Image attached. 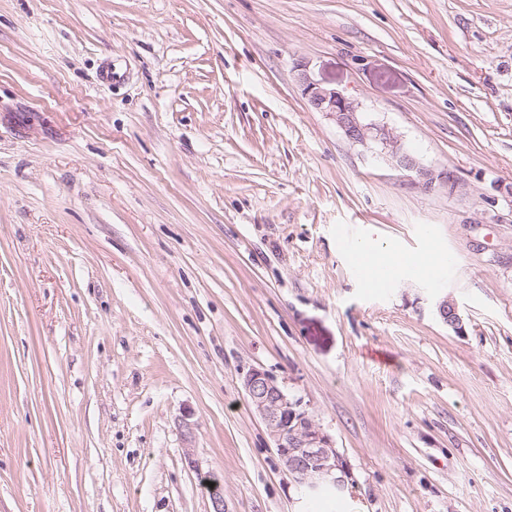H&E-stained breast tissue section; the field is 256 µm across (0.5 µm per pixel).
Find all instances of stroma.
<instances>
[{
	"label": "stroma",
	"instance_id": "obj_1",
	"mask_svg": "<svg viewBox=\"0 0 512 512\" xmlns=\"http://www.w3.org/2000/svg\"><path fill=\"white\" fill-rule=\"evenodd\" d=\"M343 227L456 264L368 288ZM211 474L224 512H512V0H0V512H213ZM296 70L302 94L312 110L330 114L345 137L353 143L367 145L371 142H379L390 147L392 156L400 168L414 171L423 180L425 187H431L434 182L433 173L420 167L408 155L400 153L398 140L392 129L384 125L366 122L361 104L357 99L336 91V89L322 87L312 78L307 65L300 64ZM250 405L265 424L283 466L301 486L330 480L345 485L346 463L332 440L315 427L264 370L251 368L243 377ZM340 472L341 476L336 477Z\"/></svg>",
	"mask_w": 512,
	"mask_h": 512
}]
</instances>
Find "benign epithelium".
Returning <instances> with one entry per match:
<instances>
[{
	"label": "benign epithelium",
	"mask_w": 512,
	"mask_h": 512,
	"mask_svg": "<svg viewBox=\"0 0 512 512\" xmlns=\"http://www.w3.org/2000/svg\"><path fill=\"white\" fill-rule=\"evenodd\" d=\"M297 79L310 108L330 114L347 139L361 145L379 142L391 148L400 168L415 172L425 187H431L433 173L400 153L392 129L366 121L357 99L322 87L305 65L297 66ZM436 311L448 327L456 332L462 330V319L453 301L446 297L439 300ZM243 387L253 411L273 439L281 463L300 485L310 486L326 480L345 484L346 463L330 437L315 427L310 416L297 408L267 372L250 369L243 377Z\"/></svg>",
	"instance_id": "benign-epithelium-1"
}]
</instances>
